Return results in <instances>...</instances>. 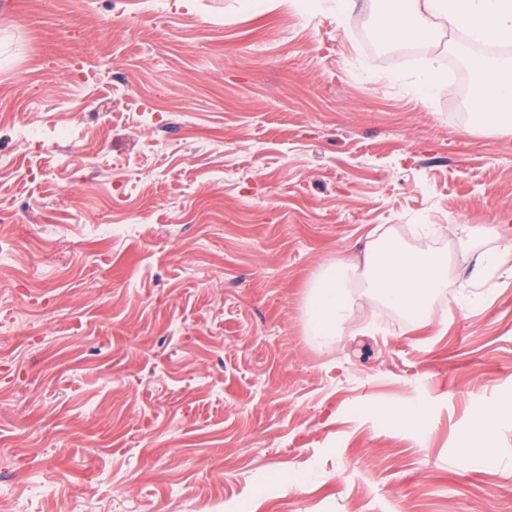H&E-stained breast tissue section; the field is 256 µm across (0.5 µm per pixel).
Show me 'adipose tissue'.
I'll return each instance as SVG.
<instances>
[{"mask_svg": "<svg viewBox=\"0 0 512 512\" xmlns=\"http://www.w3.org/2000/svg\"><path fill=\"white\" fill-rule=\"evenodd\" d=\"M390 2L380 26L388 40L425 42L453 28L478 42L512 43V0ZM477 73L476 119L487 127L511 128L512 57L480 62ZM436 232L434 225H418L424 242L409 248L386 231L368 244L361 260L324 266L309 285L307 323L312 335L331 346L355 310L367 303L397 312L413 325L430 323L434 300L446 295L450 286L447 255L427 243ZM496 414V409H488L482 423L459 437V464H466L477 448L495 461Z\"/></svg>", "mask_w": 512, "mask_h": 512, "instance_id": "adipose-tissue-1", "label": "adipose tissue"}]
</instances>
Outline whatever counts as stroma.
Returning a JSON list of instances; mask_svg holds the SVG:
<instances>
[{"mask_svg": "<svg viewBox=\"0 0 512 512\" xmlns=\"http://www.w3.org/2000/svg\"><path fill=\"white\" fill-rule=\"evenodd\" d=\"M386 7L0 0V512H512V417L496 463L455 456L512 400V272L447 237L432 324L306 332L308 283L375 230L512 253V129L458 92L479 42L382 41ZM408 399L415 429L383 413Z\"/></svg>", "mask_w": 512, "mask_h": 512, "instance_id": "stroma-1", "label": "stroma"}]
</instances>
